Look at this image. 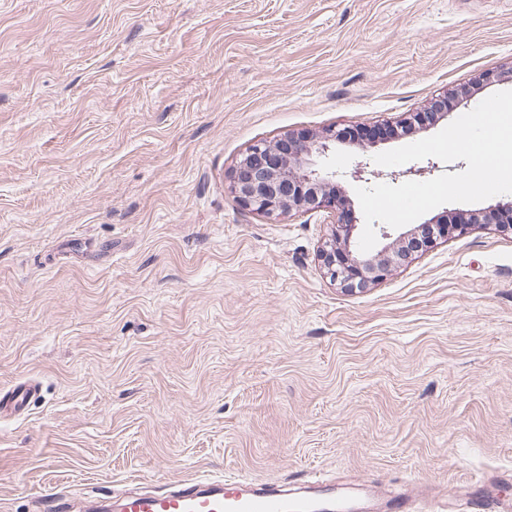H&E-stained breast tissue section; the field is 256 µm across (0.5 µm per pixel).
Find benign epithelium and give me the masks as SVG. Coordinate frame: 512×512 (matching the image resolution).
Returning <instances> with one entry per match:
<instances>
[{
	"instance_id": "7a95c632",
	"label": "benign epithelium",
	"mask_w": 512,
	"mask_h": 512,
	"mask_svg": "<svg viewBox=\"0 0 512 512\" xmlns=\"http://www.w3.org/2000/svg\"><path fill=\"white\" fill-rule=\"evenodd\" d=\"M340 143L335 131L329 129L321 138L293 136L274 142H259L249 147L233 167L230 190L236 200L248 210L268 218L291 212H304L310 208H323L332 213L345 209L347 199L336 190V172L327 169L322 158ZM437 168L432 160L400 171L387 173L393 181L402 177L425 178ZM382 173L370 164L358 162L343 177L354 182H368ZM496 224L501 233L512 234V204L502 209L472 211L461 224L442 225V236H462L476 224ZM357 225L336 219L331 239L319 249L318 258L325 275L338 284L343 292H357L387 276L401 260L410 256L406 252L409 242L419 236L420 227L397 236L380 228V247L369 252L360 251L354 239Z\"/></svg>"
}]
</instances>
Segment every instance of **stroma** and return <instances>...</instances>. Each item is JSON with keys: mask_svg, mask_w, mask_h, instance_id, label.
<instances>
[{"mask_svg": "<svg viewBox=\"0 0 512 512\" xmlns=\"http://www.w3.org/2000/svg\"><path fill=\"white\" fill-rule=\"evenodd\" d=\"M512 66V0H0V512L235 473L441 512L512 502V235L478 224L344 293L322 209L229 190L246 149L445 128ZM39 386L36 383L23 382L9 389L0 390V415L8 412L24 414L39 399Z\"/></svg>", "mask_w": 512, "mask_h": 512, "instance_id": "35a3bbf8", "label": "stroma"}]
</instances>
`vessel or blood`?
<instances>
[{
  "mask_svg": "<svg viewBox=\"0 0 512 512\" xmlns=\"http://www.w3.org/2000/svg\"><path fill=\"white\" fill-rule=\"evenodd\" d=\"M39 398L38 384L23 382L0 390V414H24ZM344 496L335 484L308 480L301 488L246 477L191 479L164 491L132 492L113 512H343Z\"/></svg>",
  "mask_w": 512,
  "mask_h": 512,
  "instance_id": "obj_1",
  "label": "vessel or blood"
}]
</instances>
